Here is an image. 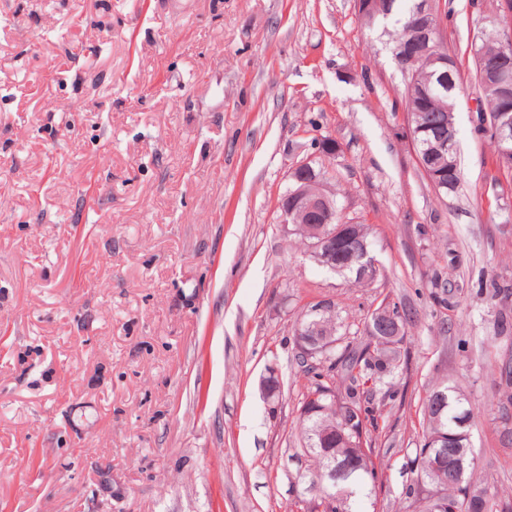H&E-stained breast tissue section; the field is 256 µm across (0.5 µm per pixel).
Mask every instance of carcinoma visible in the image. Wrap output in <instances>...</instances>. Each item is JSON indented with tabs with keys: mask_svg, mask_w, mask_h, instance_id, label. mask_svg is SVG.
<instances>
[{
	"mask_svg": "<svg viewBox=\"0 0 512 512\" xmlns=\"http://www.w3.org/2000/svg\"><path fill=\"white\" fill-rule=\"evenodd\" d=\"M389 11L399 15L398 30L393 47L408 42L412 36L415 0H388ZM496 56L490 55L474 61L473 80L475 100L479 104L477 119L487 122L480 129L490 144L494 172L511 176L512 169L501 167L500 143L493 132L499 101L491 91H482L479 77L496 68ZM416 85L406 87L401 100L402 110L422 100L421 85L428 81L427 62L410 66ZM460 71H455L454 81L446 88L435 87L429 91L426 111L419 113V132L416 140L421 148L437 133H448V105L453 103L460 90ZM323 227L293 223L292 231L301 240L313 243L318 240L316 230L334 235L338 251L347 264L337 270L364 288L383 276V268L372 255V240L366 224L340 225V210L332 218L321 215ZM391 314L375 320L369 318L359 326L349 322V316L339 310L306 313L294 330V339H304L320 348L313 357L299 356L300 367L306 379L299 407L307 399L318 397L321 407L305 418L298 416L301 451L307 457L309 468L301 474L306 485L312 487V497H318L327 488L336 496L335 512H355L353 505L372 493L380 460L376 442L383 432L380 426L382 411L375 402L377 387L385 388L383 398L395 397L393 379L406 362L407 349L403 347L411 313L396 302L387 303ZM474 418L473 406L458 394L447 393L443 399L429 394L423 404L422 444L416 449V483L429 487L421 499L419 512H434L431 499L438 496L448 501L452 512H508L497 491L487 484L477 483L469 476L474 458L469 444L470 426ZM364 425V436L336 435L330 446H321L323 434L341 429L348 422Z\"/></svg>",
	"mask_w": 512,
	"mask_h": 512,
	"instance_id": "carcinoma-1",
	"label": "carcinoma"
}]
</instances>
